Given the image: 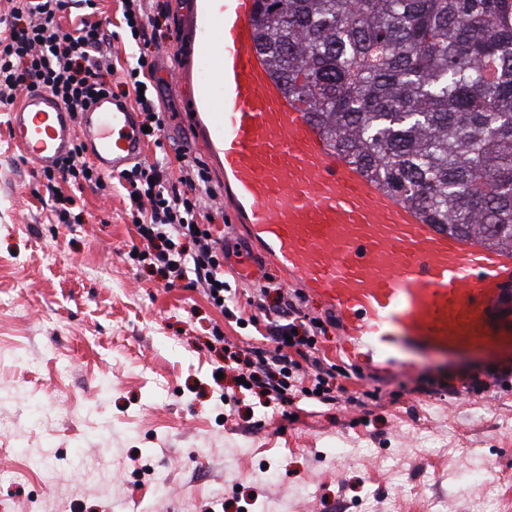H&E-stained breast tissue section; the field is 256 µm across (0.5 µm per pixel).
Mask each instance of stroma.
I'll list each match as a JSON object with an SVG mask.
<instances>
[{"label": "stroma", "instance_id": "obj_1", "mask_svg": "<svg viewBox=\"0 0 512 512\" xmlns=\"http://www.w3.org/2000/svg\"><path fill=\"white\" fill-rule=\"evenodd\" d=\"M169 4L153 61L172 155L194 149L189 107L209 72L176 83L196 0ZM7 122L0 107V512H485L468 486L478 456L512 499V388L377 390L353 374L337 400L263 404L225 366L270 346L254 285L230 282L244 326L202 290L166 286L130 256L139 237L113 177L82 188L81 223H56ZM418 364L441 378L512 364V338Z\"/></svg>", "mask_w": 512, "mask_h": 512}]
</instances>
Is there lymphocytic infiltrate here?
Instances as JSON below:
<instances>
[{"mask_svg":"<svg viewBox=\"0 0 512 512\" xmlns=\"http://www.w3.org/2000/svg\"><path fill=\"white\" fill-rule=\"evenodd\" d=\"M65 6V0H17L1 21L8 32L0 38V107L12 105L17 94L40 89L77 114L99 96L118 91L133 96L149 128L148 141L162 147L164 122L151 92V50L169 18L165 0H122L123 13L132 17L124 29L139 55L135 65L120 72L112 65L111 31L87 14L74 27H63L57 16ZM42 176L53 215L61 224L75 217L76 190L105 185L78 144L58 169L43 170ZM120 179L127 192L126 212L143 245L138 258L150 261L168 284L189 280L210 304L225 298L230 288L224 280V237L213 228L220 213L218 193L204 163L182 152L172 160L164 156L137 164ZM270 290V285H262V297L254 306L267 319L273 348L261 352L256 368L243 371L242 379L270 402L293 389L309 400H329L334 375L314 353L316 338L327 333V326L302 314L296 297L277 308L267 306L263 297ZM290 346L304 348L302 361L289 358Z\"/></svg>","mask_w":512,"mask_h":512,"instance_id":"f902f5d3","label":"lymphocytic infiltrate"}]
</instances>
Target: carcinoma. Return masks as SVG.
I'll use <instances>...</instances> for the list:
<instances>
[{
  "instance_id": "cac0c4a2",
  "label": "carcinoma",
  "mask_w": 512,
  "mask_h": 512,
  "mask_svg": "<svg viewBox=\"0 0 512 512\" xmlns=\"http://www.w3.org/2000/svg\"><path fill=\"white\" fill-rule=\"evenodd\" d=\"M273 74L431 224L512 251V0H261Z\"/></svg>"
}]
</instances>
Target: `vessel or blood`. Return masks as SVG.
<instances>
[{"label":"vessel or blood","mask_w":512,"mask_h":512,"mask_svg":"<svg viewBox=\"0 0 512 512\" xmlns=\"http://www.w3.org/2000/svg\"><path fill=\"white\" fill-rule=\"evenodd\" d=\"M259 0H205L193 56L213 82L191 104L199 141L224 173V206L255 245L234 257L241 280L271 259L331 309L364 375L407 376L415 355L450 354L512 335V252L429 223L363 173L286 94L258 45ZM11 142L56 168L75 141L102 171L140 162L146 138L131 98L72 117L49 93L22 94Z\"/></svg>","instance_id":"1"}]
</instances>
